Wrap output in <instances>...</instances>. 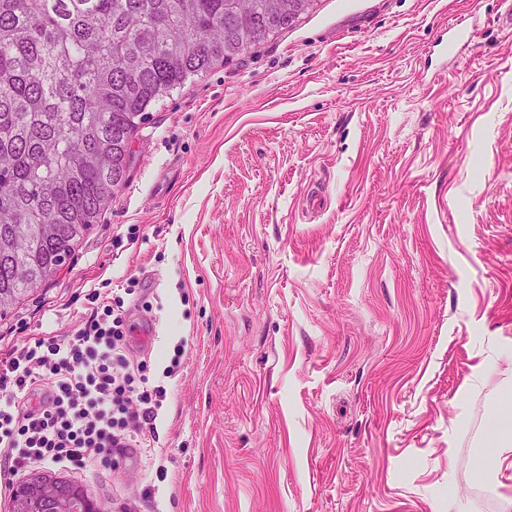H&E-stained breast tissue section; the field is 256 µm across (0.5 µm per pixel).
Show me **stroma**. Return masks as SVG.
I'll use <instances>...</instances> for the list:
<instances>
[{
    "instance_id": "stroma-1",
    "label": "stroma",
    "mask_w": 512,
    "mask_h": 512,
    "mask_svg": "<svg viewBox=\"0 0 512 512\" xmlns=\"http://www.w3.org/2000/svg\"><path fill=\"white\" fill-rule=\"evenodd\" d=\"M511 7L317 0L149 112L71 265L0 316L62 336L85 289L142 292L155 435L68 479L109 512H512L477 464L512 386Z\"/></svg>"
}]
</instances>
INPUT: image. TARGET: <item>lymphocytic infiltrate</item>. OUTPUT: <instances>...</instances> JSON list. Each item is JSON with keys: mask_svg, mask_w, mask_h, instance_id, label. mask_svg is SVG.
<instances>
[{"mask_svg": "<svg viewBox=\"0 0 512 512\" xmlns=\"http://www.w3.org/2000/svg\"><path fill=\"white\" fill-rule=\"evenodd\" d=\"M85 299L67 335L0 350L1 481L37 464L112 470L155 430L166 390L131 357L123 298L91 288Z\"/></svg>", "mask_w": 512, "mask_h": 512, "instance_id": "lymphocytic-infiltrate-1", "label": "lymphocytic infiltrate"}]
</instances>
